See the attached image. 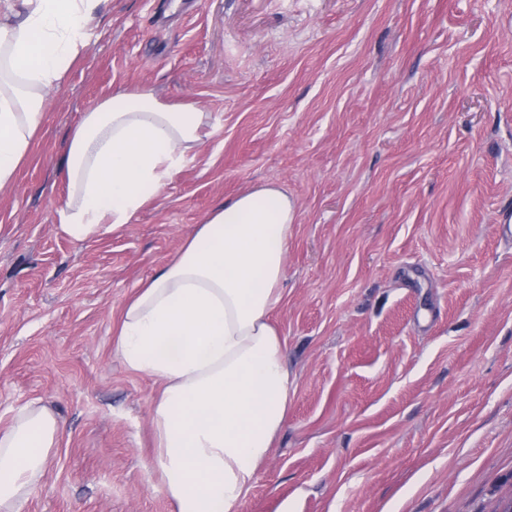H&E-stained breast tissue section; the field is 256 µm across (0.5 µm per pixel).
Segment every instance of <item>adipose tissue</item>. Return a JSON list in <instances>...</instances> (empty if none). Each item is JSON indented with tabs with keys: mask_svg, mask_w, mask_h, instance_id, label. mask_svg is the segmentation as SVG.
Instances as JSON below:
<instances>
[{
	"mask_svg": "<svg viewBox=\"0 0 512 512\" xmlns=\"http://www.w3.org/2000/svg\"><path fill=\"white\" fill-rule=\"evenodd\" d=\"M94 0H0V48L20 88L0 90V189L11 185L55 88L90 43ZM196 104L153 91L103 99L74 130L66 171L76 207L61 228L85 238L129 223L178 173L199 140ZM294 205L265 184L211 213L127 304L116 347L162 385L155 463L178 512H239L288 411L285 343L272 321L283 296ZM58 422L30 405L0 432V512H17L54 445Z\"/></svg>",
	"mask_w": 512,
	"mask_h": 512,
	"instance_id": "obj_1",
	"label": "adipose tissue"
}]
</instances>
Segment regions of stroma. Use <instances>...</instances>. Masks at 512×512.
<instances>
[{
  "label": "stroma",
  "instance_id": "obj_1",
  "mask_svg": "<svg viewBox=\"0 0 512 512\" xmlns=\"http://www.w3.org/2000/svg\"><path fill=\"white\" fill-rule=\"evenodd\" d=\"M89 46L0 190V430L48 407L21 512H176L124 307L214 210L295 206L288 416L240 512H500L512 499V0H96ZM193 101L202 140L79 240L71 132L116 91Z\"/></svg>",
  "mask_w": 512,
  "mask_h": 512
}]
</instances>
